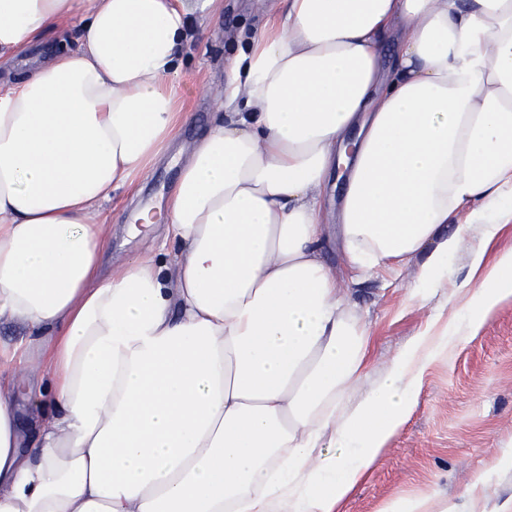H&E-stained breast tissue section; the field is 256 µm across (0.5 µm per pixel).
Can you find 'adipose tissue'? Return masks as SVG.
Instances as JSON below:
<instances>
[{
    "mask_svg": "<svg viewBox=\"0 0 512 512\" xmlns=\"http://www.w3.org/2000/svg\"><path fill=\"white\" fill-rule=\"evenodd\" d=\"M222 2L0 0V57L76 35L0 87V322L28 331L0 345V512H343L428 366L512 300V0H281L135 213L172 249L102 272L100 212L190 120L178 52ZM475 231L447 321L354 396L351 285L418 256L439 287ZM44 373L29 443L14 391Z\"/></svg>",
    "mask_w": 512,
    "mask_h": 512,
    "instance_id": "ef3b65f1",
    "label": "adipose tissue"
}]
</instances>
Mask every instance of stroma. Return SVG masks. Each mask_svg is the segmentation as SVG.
<instances>
[{
	"label": "stroma",
	"instance_id": "1",
	"mask_svg": "<svg viewBox=\"0 0 512 512\" xmlns=\"http://www.w3.org/2000/svg\"><path fill=\"white\" fill-rule=\"evenodd\" d=\"M274 7L275 0H224L223 9L183 47L178 83L192 119L179 132L178 148L198 140L220 117L224 61ZM178 174L177 166L163 161L136 192H113L111 202L103 207L112 226L104 272L160 248L162 228L132 237L126 227L133 218L134 200L165 207ZM480 244V236L472 235L465 250L449 263L443 286L422 299L410 294L419 266L415 260L398 276L373 277L354 285L350 300L371 328L376 369H383L429 319L447 316L448 297L466 279L469 252ZM504 448H512V301L499 306L475 337L431 363L415 412L380 453L345 512H387L397 500L427 495L463 502L474 476L490 469Z\"/></svg>",
	"mask_w": 512,
	"mask_h": 512
}]
</instances>
